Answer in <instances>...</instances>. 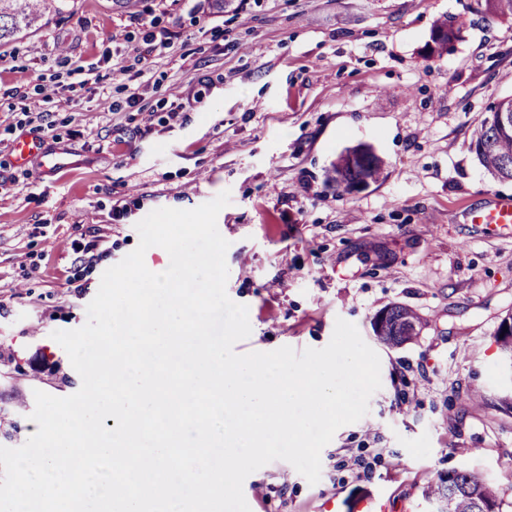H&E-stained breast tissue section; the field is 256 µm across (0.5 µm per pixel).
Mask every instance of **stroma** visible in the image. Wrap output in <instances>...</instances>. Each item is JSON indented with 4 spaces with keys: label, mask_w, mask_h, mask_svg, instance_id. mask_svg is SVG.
Segmentation results:
<instances>
[{
    "label": "stroma",
    "mask_w": 512,
    "mask_h": 512,
    "mask_svg": "<svg viewBox=\"0 0 512 512\" xmlns=\"http://www.w3.org/2000/svg\"><path fill=\"white\" fill-rule=\"evenodd\" d=\"M460 37L428 57L434 25ZM174 43L136 64L143 21ZM0 446L37 432L35 391L77 392L52 339L87 321L103 273L139 244L137 222L229 192L227 293L249 310L239 354L331 340L354 323L381 360L369 412L339 428L309 484L273 461L244 481L251 512H429L424 488L468 470L512 512V378L495 331L512 312V229L470 211L512 196L469 144L489 104L512 96V15L485 0H55L39 28L0 47ZM90 68L87 84L69 68ZM70 165L14 166L43 121ZM382 159L358 192L329 185L346 150ZM399 304L425 321L399 348L373 316ZM24 375H17L16 367Z\"/></svg>",
    "instance_id": "1"
}]
</instances>
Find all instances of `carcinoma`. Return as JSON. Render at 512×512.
Instances as JSON below:
<instances>
[{
  "mask_svg": "<svg viewBox=\"0 0 512 512\" xmlns=\"http://www.w3.org/2000/svg\"><path fill=\"white\" fill-rule=\"evenodd\" d=\"M52 0H0V45H7L18 35L27 33L41 20ZM460 30L452 20H444L432 30L428 56L441 55L459 38ZM512 105L507 97L489 108L470 143L486 169L499 179H512V124L502 127L496 122L498 112ZM361 165L350 163L342 156L333 167L332 181L338 188H346L357 181ZM383 319L373 318L372 329L376 339L391 347L401 346L419 335L420 318L412 310L391 305L381 311ZM429 501H442L446 512H499V499L494 486L474 473L449 469L438 474L437 480L424 490Z\"/></svg>",
  "mask_w": 512,
  "mask_h": 512,
  "instance_id": "cac0c4a2",
  "label": "carcinoma"
}]
</instances>
